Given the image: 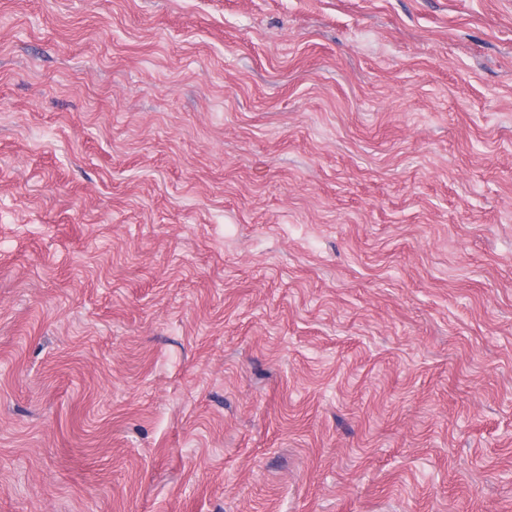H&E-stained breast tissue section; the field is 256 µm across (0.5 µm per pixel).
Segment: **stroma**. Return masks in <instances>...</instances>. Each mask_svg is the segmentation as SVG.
<instances>
[{
  "mask_svg": "<svg viewBox=\"0 0 512 512\" xmlns=\"http://www.w3.org/2000/svg\"><path fill=\"white\" fill-rule=\"evenodd\" d=\"M0 512H512V0H0Z\"/></svg>",
  "mask_w": 512,
  "mask_h": 512,
  "instance_id": "obj_1",
  "label": "stroma"
}]
</instances>
